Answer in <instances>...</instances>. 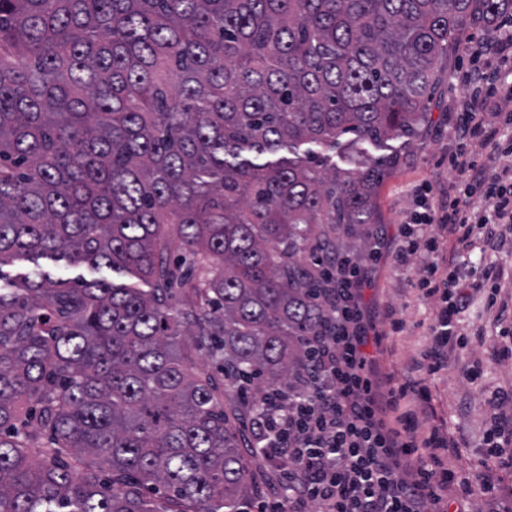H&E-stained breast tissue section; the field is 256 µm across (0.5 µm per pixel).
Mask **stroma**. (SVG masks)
Returning <instances> with one entry per match:
<instances>
[{"label":"stroma","mask_w":512,"mask_h":512,"mask_svg":"<svg viewBox=\"0 0 512 512\" xmlns=\"http://www.w3.org/2000/svg\"><path fill=\"white\" fill-rule=\"evenodd\" d=\"M483 28L467 27L460 31L456 46L440 66L439 82L429 100L426 119L415 139L388 138L354 145L351 136L344 135L336 148L311 145V152L320 155L327 164L352 167L358 158H386L397 155L400 165L390 171L379 189L377 215L388 230H396L408 221L413 210L416 187L422 183L446 184L448 174V118L460 103L463 88L458 80L468 67L470 39L482 36ZM46 272L52 278H92L87 266H73L64 261L26 258L14 260L0 269V286L10 287L25 278ZM413 267L395 266L391 258H383L372 272V284L367 292L370 311L378 332L384 333V353L375 355L373 367L379 378L394 375L420 381L428 387L429 403L416 408L417 423L425 428L437 424L448 430L458 443L456 466L471 480H480L494 465L485 445V436L496 410L495 398L512 399V357L491 359V330L496 326V308L487 307L483 294L469 291V307L461 325L468 335L466 347L451 352L447 367L435 374L415 370V361L433 343L431 331L435 300L418 295L412 286ZM401 319L404 329L390 334L385 312ZM482 361L484 375L471 380L463 371L466 364Z\"/></svg>","instance_id":"obj_1"}]
</instances>
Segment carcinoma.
I'll return each mask as SVG.
<instances>
[{
	"mask_svg": "<svg viewBox=\"0 0 512 512\" xmlns=\"http://www.w3.org/2000/svg\"><path fill=\"white\" fill-rule=\"evenodd\" d=\"M508 13L0 0V267L49 258L148 286L44 274L0 291V512H240L253 465L184 337L229 387L266 383L256 399L303 386L324 268L368 248L397 159L338 169L299 146L414 137L456 34Z\"/></svg>",
	"mask_w": 512,
	"mask_h": 512,
	"instance_id": "obj_1",
	"label": "carcinoma"
}]
</instances>
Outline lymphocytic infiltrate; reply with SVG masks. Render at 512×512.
<instances>
[{
	"label": "lymphocytic infiltrate",
	"instance_id": "1",
	"mask_svg": "<svg viewBox=\"0 0 512 512\" xmlns=\"http://www.w3.org/2000/svg\"><path fill=\"white\" fill-rule=\"evenodd\" d=\"M480 47L486 72L468 76L469 90L449 128L453 144L447 187L416 189L418 208L398 236L374 225L368 253L344 257L335 286L323 294L331 329L314 337V358L303 394H266L255 409L256 457L283 468V495L262 500L257 512H448L452 499L490 494L493 476L480 482L453 469L454 440L431 429L418 435L413 412L402 401L430 400L427 387L407 381L381 390L365 348L376 327L364 303L373 267L383 258L416 271V288L437 301L434 342L424 352L429 372L440 371L451 346L465 345L459 331L467 300L459 264L473 252L489 260L474 269V289L499 287L503 267L494 258L497 227L512 224V29L497 25ZM489 147L478 156L475 145Z\"/></svg>",
	"mask_w": 512,
	"mask_h": 512
}]
</instances>
